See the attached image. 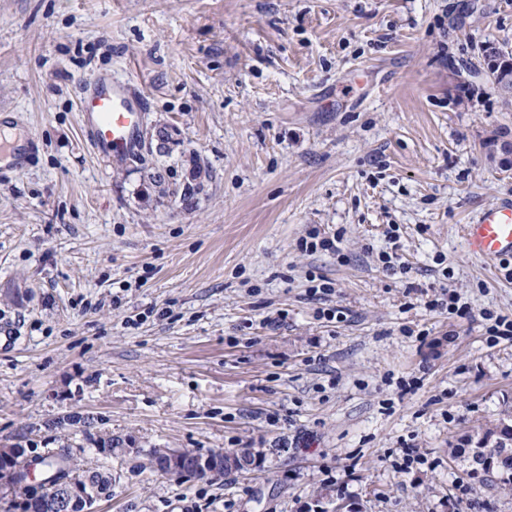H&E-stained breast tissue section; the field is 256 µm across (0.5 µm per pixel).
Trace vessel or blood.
<instances>
[{"instance_id": "vessel-or-blood-1", "label": "vessel or blood", "mask_w": 512, "mask_h": 512, "mask_svg": "<svg viewBox=\"0 0 512 512\" xmlns=\"http://www.w3.org/2000/svg\"><path fill=\"white\" fill-rule=\"evenodd\" d=\"M144 93L131 82L112 74L95 76L81 97L79 112L94 152L108 162H121L141 146L139 118ZM34 146L31 134L0 145V157L11 158L15 169H23ZM470 254L488 261L512 258V200L483 209L464 227Z\"/></svg>"}]
</instances>
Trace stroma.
<instances>
[{
	"instance_id": "obj_1",
	"label": "stroma",
	"mask_w": 512,
	"mask_h": 512,
	"mask_svg": "<svg viewBox=\"0 0 512 512\" xmlns=\"http://www.w3.org/2000/svg\"><path fill=\"white\" fill-rule=\"evenodd\" d=\"M487 43L512 47V0H0V110L37 142L0 166V448L109 469L98 512H512L449 456L512 417V341L483 318L512 317V263L463 237L512 198L482 149L512 133ZM99 71L172 131L151 166L204 160L193 207L87 144ZM313 230L336 251H302ZM448 292L467 316L429 310ZM152 448L257 461L178 477Z\"/></svg>"
}]
</instances>
